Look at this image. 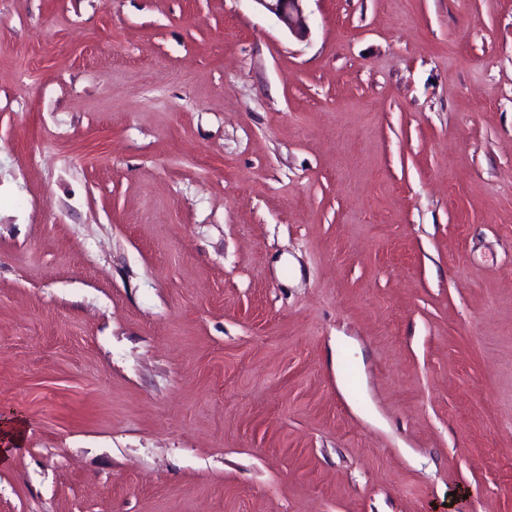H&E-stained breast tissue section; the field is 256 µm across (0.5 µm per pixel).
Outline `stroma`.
<instances>
[{
	"label": "stroma",
	"mask_w": 512,
	"mask_h": 512,
	"mask_svg": "<svg viewBox=\"0 0 512 512\" xmlns=\"http://www.w3.org/2000/svg\"><path fill=\"white\" fill-rule=\"evenodd\" d=\"M0 0V512H512V0ZM305 0H255L264 10L275 15L293 35L300 36L307 31L308 23L302 2Z\"/></svg>",
	"instance_id": "stroma-1"
}]
</instances>
